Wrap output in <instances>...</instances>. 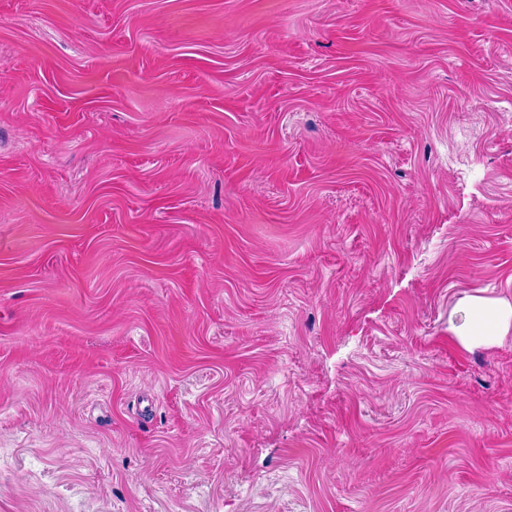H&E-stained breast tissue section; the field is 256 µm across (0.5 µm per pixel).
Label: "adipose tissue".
Segmentation results:
<instances>
[{
    "instance_id": "adipose-tissue-1",
    "label": "adipose tissue",
    "mask_w": 512,
    "mask_h": 512,
    "mask_svg": "<svg viewBox=\"0 0 512 512\" xmlns=\"http://www.w3.org/2000/svg\"><path fill=\"white\" fill-rule=\"evenodd\" d=\"M458 305L466 319L450 331L460 347L491 346L512 334V301L475 293L460 298Z\"/></svg>"
}]
</instances>
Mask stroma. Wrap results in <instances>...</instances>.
<instances>
[{"instance_id": "1", "label": "stroma", "mask_w": 512, "mask_h": 512, "mask_svg": "<svg viewBox=\"0 0 512 512\" xmlns=\"http://www.w3.org/2000/svg\"><path fill=\"white\" fill-rule=\"evenodd\" d=\"M512 0H0V512H512ZM457 305L466 313L459 325L450 323V331L458 345L466 350L501 342L512 331V303L480 293L467 294Z\"/></svg>"}]
</instances>
